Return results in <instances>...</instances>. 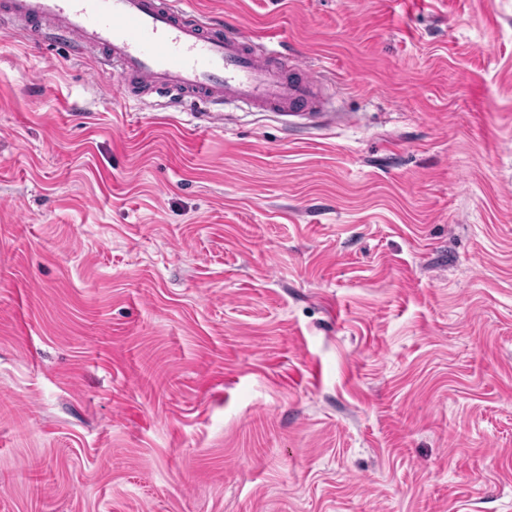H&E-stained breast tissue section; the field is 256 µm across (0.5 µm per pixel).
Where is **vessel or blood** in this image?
Listing matches in <instances>:
<instances>
[{"label":"vessel or blood","mask_w":512,"mask_h":512,"mask_svg":"<svg viewBox=\"0 0 512 512\" xmlns=\"http://www.w3.org/2000/svg\"><path fill=\"white\" fill-rule=\"evenodd\" d=\"M0 25L96 55L126 96L197 103L214 123L230 105L305 118L325 108L318 77L284 67L282 43L257 46L232 17L201 15L187 0H0Z\"/></svg>","instance_id":"b4317fda"}]
</instances>
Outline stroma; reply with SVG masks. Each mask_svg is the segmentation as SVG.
<instances>
[{
	"label": "stroma",
	"mask_w": 512,
	"mask_h": 512,
	"mask_svg": "<svg viewBox=\"0 0 512 512\" xmlns=\"http://www.w3.org/2000/svg\"><path fill=\"white\" fill-rule=\"evenodd\" d=\"M189 2L333 108L0 31V512H512V0Z\"/></svg>",
	"instance_id": "1"
}]
</instances>
